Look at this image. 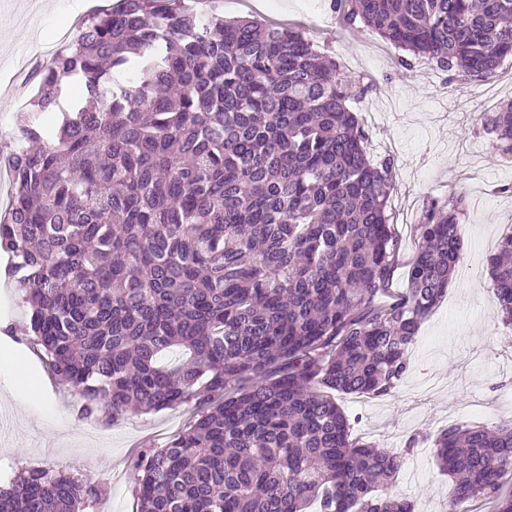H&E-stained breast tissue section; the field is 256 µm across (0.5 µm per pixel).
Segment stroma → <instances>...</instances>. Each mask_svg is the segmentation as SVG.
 <instances>
[{"label": "stroma", "mask_w": 512, "mask_h": 512, "mask_svg": "<svg viewBox=\"0 0 512 512\" xmlns=\"http://www.w3.org/2000/svg\"><path fill=\"white\" fill-rule=\"evenodd\" d=\"M72 0H0V160L15 148L17 116L31 89L12 90L18 62L49 66L46 44L63 26ZM224 15L307 32L315 49L369 81L366 98L351 100L368 134L371 156L394 161L387 213L398 240L393 287L406 288L407 265L419 241L426 202L456 191L470 203L461 224L462 249L441 302L421 326L409 351L410 367L393 395L336 393L351 434L383 448H403L412 435H433L452 424L485 425L512 418V326L503 323L489 286L487 258L512 222V154L495 146L477 117L485 107L468 95V83L449 80L432 66L403 68L402 49L363 25L344 23L332 0H222ZM9 343L27 350L25 309L0 255V323ZM77 396L49 382L39 399L21 402L0 389V480L21 467L46 466L99 481L103 493L92 512H137L131 460L160 448L196 418L183 406L131 413L99 433L79 421ZM392 492L412 499L416 512H448L452 482L439 471L430 445L405 453Z\"/></svg>", "instance_id": "35a3bbf8"}]
</instances>
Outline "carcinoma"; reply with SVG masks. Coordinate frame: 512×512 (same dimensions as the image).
I'll use <instances>...</instances> for the list:
<instances>
[{
	"mask_svg": "<svg viewBox=\"0 0 512 512\" xmlns=\"http://www.w3.org/2000/svg\"><path fill=\"white\" fill-rule=\"evenodd\" d=\"M448 80L512 56V0H333ZM81 86L64 107L62 92ZM368 86L299 30L185 0H115L81 19L16 126L0 252L30 340L110 427L192 404L197 419L132 462L140 512H414L398 451L351 439L330 395L390 396L445 295L466 199L426 202L400 298L388 224L394 162L372 164L348 107ZM512 153V104L480 117ZM512 323V236L487 259ZM182 358L160 364L172 351ZM458 506L512 512V420L432 438ZM102 486L19 469L0 512H85Z\"/></svg>",
	"mask_w": 512,
	"mask_h": 512,
	"instance_id": "carcinoma-1",
	"label": "carcinoma"
}]
</instances>
